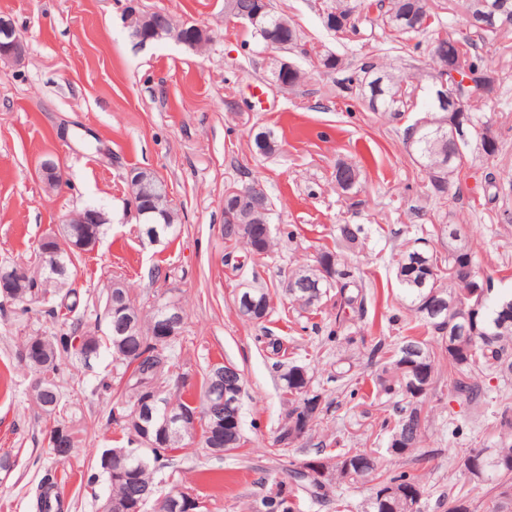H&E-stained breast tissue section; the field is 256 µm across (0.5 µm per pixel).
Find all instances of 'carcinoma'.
<instances>
[{"label":"carcinoma","mask_w":512,"mask_h":512,"mask_svg":"<svg viewBox=\"0 0 512 512\" xmlns=\"http://www.w3.org/2000/svg\"><path fill=\"white\" fill-rule=\"evenodd\" d=\"M498 4L512 10V0H466L467 26L474 30L478 39L467 34L448 32L440 13L435 11L429 0H333L323 10L324 27L334 33L359 34L357 28L349 24L353 12L365 14L370 29L379 28L401 42L422 36L430 47L434 63L432 78L439 80L450 76L449 67L463 60L473 72L484 78L485 84L474 82L471 86L463 81L455 83L459 95L474 100H490L495 91V71L489 59L477 50V41L496 42L508 36V30L495 27L482 28L476 24L477 15L484 10L483 3ZM258 0H226L228 12L240 17L247 24L259 43L271 50L286 44L288 49L300 56L310 58L312 68L319 74H336V86L342 91L354 92L372 112H384L393 120H400L405 113L418 107L412 95L403 89L405 79L389 71L374 57L360 60L344 58L336 53L312 52L307 48L295 25L283 14L273 9L272 0H267L265 10L252 21L257 10ZM149 17L150 23L135 24L129 30H137L142 37L152 35L153 26L165 25L178 38L189 42H200L198 29L190 25L175 26L166 13H139V18ZM305 73L295 70L284 74L277 68L271 69L272 85L280 90H288L300 83ZM426 115L408 126L406 137L410 141L416 162L428 177L431 192L442 198L448 193V183L452 182L468 159L461 142L466 131L479 130L480 146L488 155L499 152L500 141L494 135L488 122L472 113H467L456 129V136L448 135V127L437 131L430 121L437 118H453V112L439 105L438 101L426 104ZM266 139L259 143L253 136L256 153L268 155L276 150L277 138L273 130L263 128ZM361 176L359 167L341 162L336 166L335 181L345 192L350 191ZM485 187L492 190L491 198L508 197L512 193V180L484 178ZM131 196L144 209L157 206L160 216L155 224H142L141 233L147 235L157 230L163 238H174L180 232L175 208L167 198L157 201L147 195H139L135 183H130ZM273 204L268 196H263L259 208L247 209L238 205L235 198L224 200V213L233 214L237 222L232 230H224V237L231 246H245L250 259L259 261L267 258L273 240L265 234L270 224ZM362 233L359 224L336 225L333 247L325 246L317 253L315 264L302 266L288 278L286 292L291 302L307 310L321 303L335 289L333 303L335 309L334 327L329 337L343 338L346 344L353 345L356 338L351 328L367 313L368 299L373 283L366 282L364 272L350 266L342 258L343 246L354 244ZM426 236L415 239V247L398 254L395 259V276L407 302V308L417 333L404 336L393 344L386 336L371 339L369 358L381 365V373L373 382L375 395L386 401H394L393 415L382 421L388 430L389 448L399 455L422 447L424 432L412 439L405 437L406 425L414 420L426 427L429 417L428 392L417 393L410 380L418 379L432 386L439 367L448 364V380L459 399L477 405L483 396V385L477 371L491 368L507 376L512 374V319H503L497 306L512 304V296L494 294V280L483 276L478 270L477 258L469 247L461 230L451 224L425 230ZM440 238L444 253L427 248V237ZM80 252L73 249L61 251L56 259L61 270L56 271L51 264L40 265L39 270L23 275L11 283V299L20 310L28 312L29 306H40V312L55 319L62 311L72 313L76 303L66 304L64 299L73 290H63L68 265ZM477 281L489 284L488 297L479 299L473 285ZM253 300V313L248 321L261 323L270 315V292L263 285L243 290ZM437 304L436 314L429 312V305ZM123 306L136 315L138 326L133 336L117 334L121 318L117 306ZM107 332L98 336L84 329L82 318L76 317L68 329L53 336H29L22 349L28 351L25 364L39 375L40 389L33 392L36 402L48 413H53L60 404L61 393L57 378L62 365L72 358H78L84 365L91 366L99 358L101 348L112 353V359L122 367L118 377L119 394L113 400L107 421L114 423L128 435L127 458L122 462L109 463L107 457L114 452L108 448L102 452L99 467L107 474L110 492L107 499L117 501L130 493L128 479L135 478L142 487L151 491L150 499L138 505L133 512H169L166 499L156 497L157 485L154 475L168 467L171 454L186 449L192 444L196 432L181 423L172 424L165 437L156 435V422L164 416L177 417L185 410H196L200 414L201 443L211 448H222L229 453L242 447L237 437L224 428L212 429L208 426L210 410L209 393L212 387V367H207L201 377L199 398L178 395L171 402L161 396L170 380L174 366L177 339L167 342L154 335L156 317L160 314L159 305L151 306L144 314L132 300L129 292L120 288L108 291L103 304ZM151 352L152 368L129 371L126 352ZM280 367L279 390L288 401V412L277 427L274 444L282 449L289 448L302 438L294 431L293 424L307 417L314 424L326 415L331 408L322 393L313 388V374L308 366L296 363L276 362ZM155 391L149 405H143L142 391L146 387ZM500 436L497 448L487 453L483 448H471L458 457V464L473 460L486 471L485 484L489 490L480 500L479 512H512V407H505L499 415ZM290 481L283 484L272 482L261 499V512H299L301 490L312 499L326 496L337 483H373L370 487L368 512H421L420 501L396 490L405 487H420L418 480L405 473L386 475L372 453L361 448L342 449L336 454L290 462ZM60 480L55 471H45L30 503L31 512H61L62 504L58 494Z\"/></svg>","instance_id":"1"}]
</instances>
